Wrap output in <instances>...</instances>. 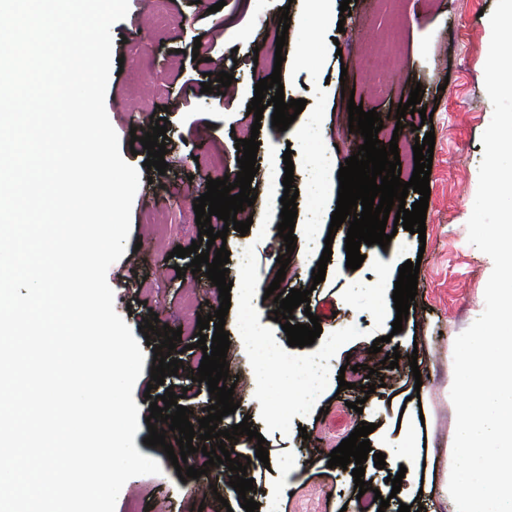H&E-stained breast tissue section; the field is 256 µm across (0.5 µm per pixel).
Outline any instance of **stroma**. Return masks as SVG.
I'll list each match as a JSON object with an SVG mask.
<instances>
[{
	"label": "stroma",
	"mask_w": 512,
	"mask_h": 512,
	"mask_svg": "<svg viewBox=\"0 0 512 512\" xmlns=\"http://www.w3.org/2000/svg\"><path fill=\"white\" fill-rule=\"evenodd\" d=\"M496 0H449L447 8L422 0H398L389 12L380 0H351L343 28L303 26L306 0H293L289 25H282L270 0H172L169 17L159 23L147 14V0H129L126 17L111 28L113 58L123 59L121 74H110L105 96L108 118L119 137L120 154L137 167L140 186L133 200L130 234L126 245L137 250L140 266L128 276L125 260L108 270L114 291V308L141 340L145 355L133 398L138 407L159 400L160 389L151 387L153 348L159 337L144 339L143 319L157 314L160 323L181 329L185 352L171 351L181 359L177 375L165 377V385L191 386L193 407L212 405L207 383L190 382L187 371L200 356L196 349L197 318L220 306L219 291L204 281V273L177 276L187 259L169 262L176 246H191L199 230L193 210L195 199L206 191L212 173L208 157L221 154L236 163L239 152L234 130L260 122L257 152L259 170L251 187L257 223L247 234L227 231L235 244L228 263L232 281L231 306L225 329L231 344L226 360L229 383L240 406L224 416L219 429H228L251 418L265 439L268 462L254 458L255 441L239 436L237 448L250 457L247 475L254 480L252 497L258 512H341L351 506L358 492L351 470L328 467L329 450L358 428L375 424L370 434L374 452L385 453L386 465L366 467L364 479L388 497L385 512L411 507H444L455 512L452 499L441 495L446 471L452 464L455 409L450 398L453 382V345L483 312L484 293L493 262L468 241L467 221L478 190L483 158L482 135L493 113L484 85V66L490 35L489 16ZM285 36L277 47V36ZM282 65H275L276 55ZM280 70L285 99L305 100L297 116V128L316 126L319 139L307 147L299 138L287 137L271 124L272 109L262 119L248 114L255 84L273 70ZM225 71L234 80L220 94L202 92L205 74ZM422 86L421 107L432 111V124L420 115L396 120V110L406 103L411 89ZM376 110L384 124L399 126L400 136L414 141L411 125L434 132L435 146L429 176L431 189L426 214V235L407 230L396 233L398 250L387 268L365 258L355 270L346 266V227L329 235L336 209L341 163L356 154L364 142L351 132L348 101ZM168 118L166 173L147 170L146 149L131 153L132 136H144L154 120ZM294 163L298 189L296 248L287 253L277 226L281 221L284 186L280 170L284 157ZM153 209L165 212L164 222L144 226L141 216ZM332 245H325V238ZM331 248L324 281L313 283L312 272L324 248ZM291 261L281 292L296 288L310 291V314H298L297 323L309 315L320 318L322 333L314 344L292 347L280 323L268 311L253 312L250 324L258 339L246 340L238 331L241 298L252 284L270 285L278 269L277 259ZM419 261L417 295L393 333L396 311L392 294L401 265ZM377 287L376 296L368 288ZM384 351L399 350L398 366L377 374L353 372L374 340ZM293 361L311 354L329 358V373L318 389H310L300 374L275 368L269 348ZM420 377H413L412 367ZM347 389H340V381ZM374 385L369 398L361 386ZM363 399L362 412L350 404ZM147 424L134 437L139 453L157 460L162 472L129 479L122 487L115 512H129L137 502L146 512H244L241 501L224 475L223 467H211L203 480H180L162 447L145 445ZM411 435L417 462L401 472L403 435ZM315 437L325 452L312 456L307 437ZM401 476L402 491L392 495L387 477Z\"/></svg>",
	"instance_id": "obj_1"
}]
</instances>
